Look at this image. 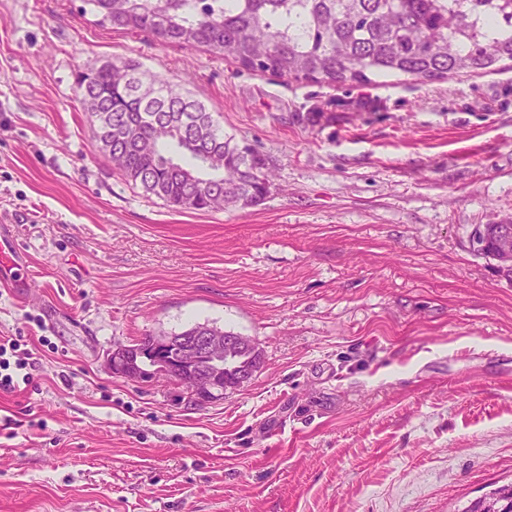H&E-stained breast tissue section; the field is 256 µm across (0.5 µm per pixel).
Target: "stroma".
<instances>
[{"label": "stroma", "mask_w": 512, "mask_h": 512, "mask_svg": "<svg viewBox=\"0 0 512 512\" xmlns=\"http://www.w3.org/2000/svg\"><path fill=\"white\" fill-rule=\"evenodd\" d=\"M92 0H0V336H44L0 391V512H450L512 482V281L469 250L512 216V70L359 90L97 25ZM188 88L274 177L191 212L96 148L78 69ZM208 322L263 367L223 400L106 365Z\"/></svg>", "instance_id": "1"}]
</instances>
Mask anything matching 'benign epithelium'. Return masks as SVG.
Returning a JSON list of instances; mask_svg holds the SVG:
<instances>
[{
	"mask_svg": "<svg viewBox=\"0 0 512 512\" xmlns=\"http://www.w3.org/2000/svg\"><path fill=\"white\" fill-rule=\"evenodd\" d=\"M491 241L469 239L472 248L490 250L496 266L512 269V217L490 225ZM235 350L248 353V361L239 367L235 377L224 380V354ZM149 364L148 378H143L139 359ZM112 374L129 380L151 383L160 379L172 381L182 388L184 397L195 403H212L224 394L248 386L262 368L263 359L257 344L236 333L222 336L208 328H199L190 336H148L135 345L113 348L107 354Z\"/></svg>",
	"mask_w": 512,
	"mask_h": 512,
	"instance_id": "1",
	"label": "benign epithelium"
}]
</instances>
